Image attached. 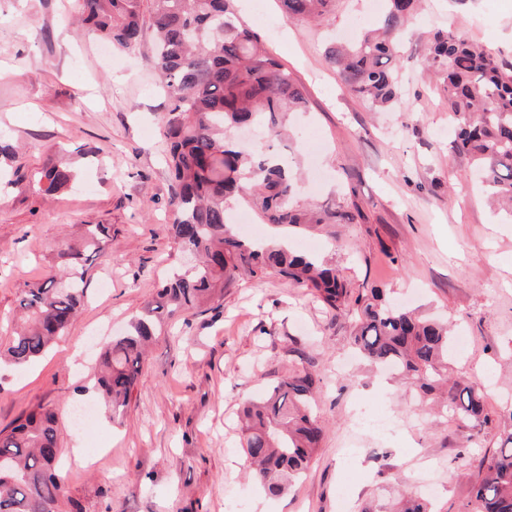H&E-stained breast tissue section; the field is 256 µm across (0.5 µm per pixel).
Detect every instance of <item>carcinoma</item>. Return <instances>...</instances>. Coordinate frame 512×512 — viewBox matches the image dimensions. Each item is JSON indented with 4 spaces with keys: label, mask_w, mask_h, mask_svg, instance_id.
<instances>
[{
    "label": "carcinoma",
    "mask_w": 512,
    "mask_h": 512,
    "mask_svg": "<svg viewBox=\"0 0 512 512\" xmlns=\"http://www.w3.org/2000/svg\"><path fill=\"white\" fill-rule=\"evenodd\" d=\"M143 0H81L77 32L97 35L118 49L141 43ZM156 37L150 63L170 107L161 134L168 144L173 179L170 233L184 252L198 258L189 275L176 276L135 317L128 332L101 354L97 380L105 408L117 421L128 409L145 361V346L166 321L224 294L236 276H279L307 289L326 307L345 308L349 284L336 267L297 254L281 242L255 245L227 229V202L248 199L274 229L321 230L347 224L344 207L315 211L296 199L295 182L284 164L269 158L265 142L248 153L224 136L230 128L255 126L278 133L289 112L307 108L303 88L249 27L235 23L230 0H150ZM291 22H308L331 11L335 0H279ZM420 0H384L380 27L348 46L332 45L326 60L351 93L369 107L402 96L394 61L396 37ZM427 63L443 78L448 112L460 120L450 150L479 170L495 200L512 213V64L486 47L434 32ZM70 169L44 167L38 183L53 192L67 186ZM111 227L90 224L79 247L59 253L65 278L48 276L19 300L24 325L0 350L17 369L46 353L77 318L90 265L103 250ZM353 343L376 366L388 367L406 386L429 395L445 389L441 408L449 419L479 434L486 423V388L448 377V326L385 300L372 288L356 297ZM321 378L295 369L265 394L242 406L243 439L255 480L279 497L308 469L323 437L312 400ZM60 433L54 412L36 406L0 430V512H63ZM481 476L468 512H512V429L502 446L480 460ZM400 512H429L416 492L403 493Z\"/></svg>",
    "instance_id": "1"
}]
</instances>
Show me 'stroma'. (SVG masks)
Listing matches in <instances>:
<instances>
[{"mask_svg":"<svg viewBox=\"0 0 512 512\" xmlns=\"http://www.w3.org/2000/svg\"><path fill=\"white\" fill-rule=\"evenodd\" d=\"M77 3L0 0V130L18 155L0 164V346L23 292L53 273L59 249L78 243L82 225L112 227L85 304L52 350L22 369L0 363V429L38 405L56 412L73 512H373L425 483L438 487L436 512H467L476 459L499 448L512 416V218L449 153L455 125L425 48L442 29L512 62V0H424L400 35L405 96L390 112L369 109L324 57L332 39L376 24L372 0H336L332 13L299 23L284 18L279 0L232 3L309 99L279 144L301 201L362 214L304 240L352 294L382 289L467 337L448 358L455 375L487 387L488 421L475 438L362 361L352 317L274 276L240 277L220 300L177 317L150 346L123 416L74 428V408L101 404L102 348L188 267L168 233L169 100L143 52L151 15H142L141 48L104 51L96 36L76 35ZM52 162L75 181L48 195L38 176ZM294 367L321 378L324 439L301 480L272 499L250 473L238 413ZM360 405L390 415L395 432L354 437Z\"/></svg>","mask_w":512,"mask_h":512,"instance_id":"1","label":"stroma"}]
</instances>
